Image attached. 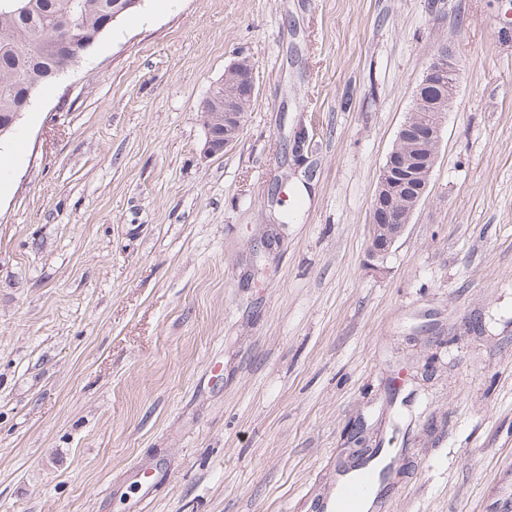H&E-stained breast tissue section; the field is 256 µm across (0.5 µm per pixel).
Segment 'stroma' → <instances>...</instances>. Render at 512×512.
Segmentation results:
<instances>
[{
	"instance_id": "stroma-1",
	"label": "stroma",
	"mask_w": 512,
	"mask_h": 512,
	"mask_svg": "<svg viewBox=\"0 0 512 512\" xmlns=\"http://www.w3.org/2000/svg\"><path fill=\"white\" fill-rule=\"evenodd\" d=\"M442 43L459 95L374 263ZM361 443L407 451L384 512H512V0H142L0 143V512H132L141 465L145 512H316ZM459 71L452 49L447 44H439L414 96L416 109L426 115L425 128L411 126L408 117L397 133L398 140L403 136L422 144L421 160L414 164L409 154L395 146L379 170L369 221L368 256L372 261L384 257L404 234L414 210L425 196L439 157L444 111H452L458 96ZM433 91L436 93L432 94ZM406 171L414 173L413 180H401L406 177ZM400 198L409 201L407 209L403 200L399 201L397 209L396 202ZM233 70L238 72V76L244 81L246 91L251 97L245 96L242 83L236 74H229L225 81L214 85L203 105V123L206 130L204 144V154L207 156H216L222 154L224 150L233 145L239 138L243 130V120L234 104L228 102L225 98L235 99L240 112H244V119L247 116L254 95V67L249 60L246 62L235 61L232 63ZM225 97V98H224ZM214 100H224V111L219 106L213 109L214 112H224L223 122L218 127L214 125L212 112L209 110V102Z\"/></svg>"
}]
</instances>
